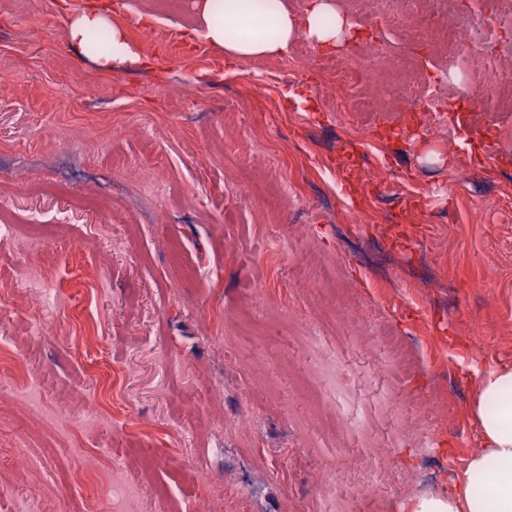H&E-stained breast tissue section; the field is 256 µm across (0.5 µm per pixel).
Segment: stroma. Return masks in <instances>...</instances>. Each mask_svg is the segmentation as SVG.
Here are the masks:
<instances>
[{
    "label": "stroma",
    "mask_w": 512,
    "mask_h": 512,
    "mask_svg": "<svg viewBox=\"0 0 512 512\" xmlns=\"http://www.w3.org/2000/svg\"><path fill=\"white\" fill-rule=\"evenodd\" d=\"M196 2L0 0V224L15 227L1 328L67 416L103 363L100 425L81 438L138 480L139 512H405L424 494L423 409L446 421L444 482L479 448L475 349L512 360V115L451 88L452 136L423 135L383 83L403 85L406 55L422 79L448 57L385 24L387 54L359 89L381 111H335L315 75L257 82L193 36ZM331 3L352 24L334 49L347 65L372 0ZM93 5L147 66L103 70L68 40ZM31 269L58 312L20 287ZM259 293L265 321L242 338ZM0 458V512H29L34 482L42 512H106L102 475L62 478L73 441L1 390Z\"/></svg>",
    "instance_id": "obj_1"
}]
</instances>
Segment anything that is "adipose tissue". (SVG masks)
<instances>
[{
    "mask_svg": "<svg viewBox=\"0 0 512 512\" xmlns=\"http://www.w3.org/2000/svg\"><path fill=\"white\" fill-rule=\"evenodd\" d=\"M348 20L330 0H316L305 16L283 0H205L196 33L228 57L284 54L298 36L314 44L339 42ZM481 449L448 489L412 500L407 512H512V361L487 358L471 406Z\"/></svg>",
    "mask_w": 512,
    "mask_h": 512,
    "instance_id": "ef3b65f1",
    "label": "adipose tissue"
}]
</instances>
